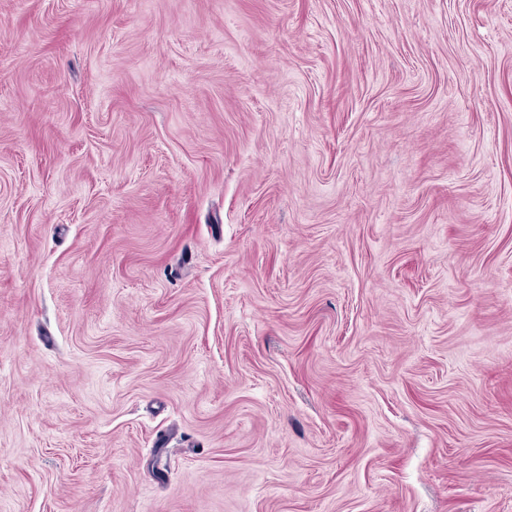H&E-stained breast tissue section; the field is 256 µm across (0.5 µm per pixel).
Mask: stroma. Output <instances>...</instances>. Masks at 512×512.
I'll return each mask as SVG.
<instances>
[{"label":"stroma","mask_w":512,"mask_h":512,"mask_svg":"<svg viewBox=\"0 0 512 512\" xmlns=\"http://www.w3.org/2000/svg\"><path fill=\"white\" fill-rule=\"evenodd\" d=\"M0 512H512V0H0Z\"/></svg>","instance_id":"obj_1"}]
</instances>
